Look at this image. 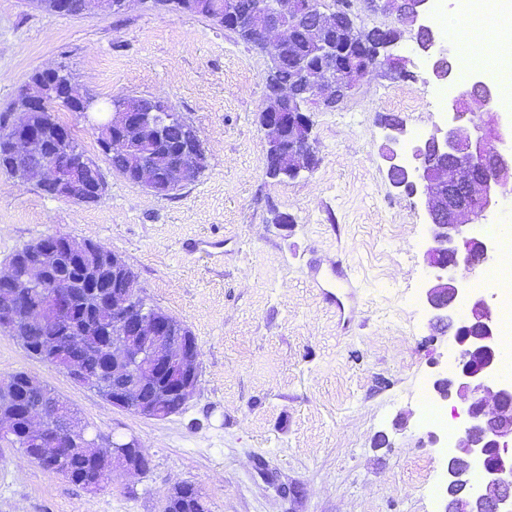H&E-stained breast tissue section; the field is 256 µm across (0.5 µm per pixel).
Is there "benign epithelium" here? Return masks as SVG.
I'll use <instances>...</instances> for the list:
<instances>
[{
    "label": "benign epithelium",
    "instance_id": "1",
    "mask_svg": "<svg viewBox=\"0 0 512 512\" xmlns=\"http://www.w3.org/2000/svg\"><path fill=\"white\" fill-rule=\"evenodd\" d=\"M130 0H61L67 15H82L92 8L103 12H122ZM264 24L261 43L269 59L278 56L288 44L286 13L288 0H263ZM372 7L416 28L425 36L423 52L434 58L432 75L440 84L448 85L446 125L437 127L424 141L412 146L404 158L392 149L386 158L388 175L395 187H402L418 197L431 226L430 246L425 252L427 264L436 275L425 289L426 304L436 327L447 325L454 331L455 369L435 374L429 388L430 397L438 404L456 400L465 415L464 425L444 442L448 448V484L446 502L453 503L454 512H512V381L500 378L503 365L502 344L495 307L485 293L469 288L458 273L471 272L492 263L497 254L495 242L471 234L469 226L484 220L497 208L512 185V146L500 121L499 94L484 74H473L470 88L454 90L455 79L442 49L441 33L432 24V0H370ZM395 37L381 29L364 45L374 59L391 63L405 71L406 60L391 53ZM270 91L277 100L274 108L260 113L261 125L268 132L266 152L276 154L279 136L286 128L303 131L302 146L293 151L299 169L308 171L317 161L311 138L312 128L307 116L290 108L288 89L268 76ZM352 86L347 79H338L328 69L313 85L320 104L334 108ZM77 111L89 119L91 129L103 131L100 121L91 118L99 113L98 100L70 92ZM18 97L24 99L27 111L40 112L50 105V98L27 85ZM481 109L480 122L471 116L469 103ZM125 122L147 133L157 132L151 111L124 114ZM12 139L26 147L12 152L11 162L26 164L34 143V131L26 121L11 124ZM183 168L174 166L170 176L145 189L166 196L178 191ZM32 174L57 178L73 194L82 187L81 159L59 165L53 157H42L32 167ZM38 284L48 289L50 309L58 315L71 314L75 299L68 283L45 280L34 272ZM132 291H112L107 304L112 308V331L118 337L107 351L112 353V378L133 381L127 386L112 388V406L148 418L168 416L171 400L185 405L193 395L199 379L200 349L189 336H169L166 322L147 310L135 312L130 307ZM498 409L486 410L487 400ZM45 412L28 415L27 430L33 436L28 456L38 463L59 460L68 448V441L77 428L72 421L55 413V429L45 430Z\"/></svg>",
    "mask_w": 512,
    "mask_h": 512
}]
</instances>
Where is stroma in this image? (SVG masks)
Returning a JSON list of instances; mask_svg holds the SVG:
<instances>
[{
    "mask_svg": "<svg viewBox=\"0 0 512 512\" xmlns=\"http://www.w3.org/2000/svg\"><path fill=\"white\" fill-rule=\"evenodd\" d=\"M395 54L413 75L374 71L335 109L314 113L319 162L293 180L267 177L259 123L267 59L236 34L153 0L118 14H49L0 0V115L38 70L66 67L85 93L159 97L199 131L208 162L180 191L155 196L114 172L83 115L59 112L106 190L97 204L45 196L0 173V270L24 244L62 233L104 245L137 276L147 303L182 320L201 351L183 409L149 419L113 407L0 334V374L38 377L82 423L135 436L151 460L90 493L0 445V512H160L188 483L211 512H443L446 452L418 389L446 366L424 290L428 217L394 188L385 115L407 144L446 118L445 90L411 29ZM290 223H273L274 213ZM224 242L222 259L195 249ZM348 265L362 288L351 332L312 284L314 265Z\"/></svg>",
    "mask_w": 512,
    "mask_h": 512,
    "instance_id": "35a3bbf8",
    "label": "stroma"
}]
</instances>
